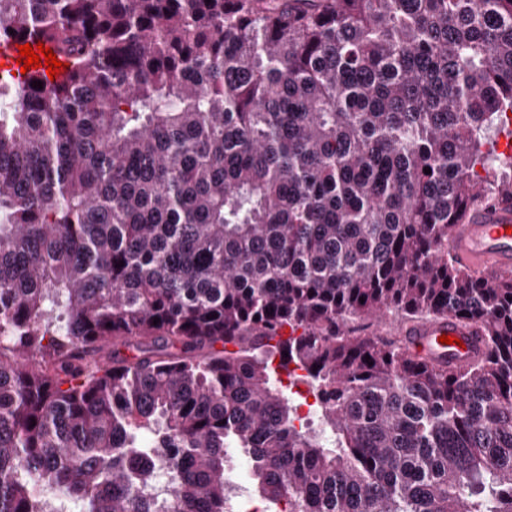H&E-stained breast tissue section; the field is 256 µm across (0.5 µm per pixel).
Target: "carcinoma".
<instances>
[{"label": "carcinoma", "instance_id": "1", "mask_svg": "<svg viewBox=\"0 0 512 512\" xmlns=\"http://www.w3.org/2000/svg\"><path fill=\"white\" fill-rule=\"evenodd\" d=\"M34 36L70 72H0V512H228L229 448L278 512H512V275L448 253L512 194V0H0ZM390 310L487 351L354 335ZM400 335L405 336L407 348L414 356L437 367H457L470 363L485 352V329L480 322L461 323L455 318H435L404 324ZM442 335L458 338L451 345L439 342Z\"/></svg>", "mask_w": 512, "mask_h": 512}]
</instances>
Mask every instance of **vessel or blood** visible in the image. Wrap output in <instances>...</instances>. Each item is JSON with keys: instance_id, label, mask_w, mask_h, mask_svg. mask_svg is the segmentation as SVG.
<instances>
[{"instance_id": "obj_1", "label": "vessel or blood", "mask_w": 512, "mask_h": 512, "mask_svg": "<svg viewBox=\"0 0 512 512\" xmlns=\"http://www.w3.org/2000/svg\"><path fill=\"white\" fill-rule=\"evenodd\" d=\"M448 251L462 268L481 273L489 269H512V197L469 211L456 224ZM400 333L414 356L437 367H457L483 355L486 347L482 323H462L455 318H435L404 324ZM444 335L454 344L441 343Z\"/></svg>"}]
</instances>
